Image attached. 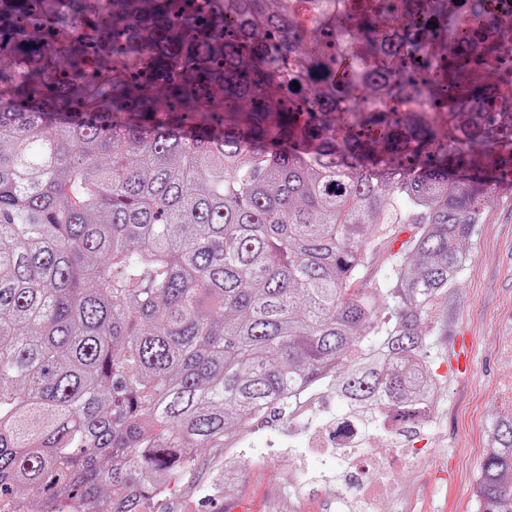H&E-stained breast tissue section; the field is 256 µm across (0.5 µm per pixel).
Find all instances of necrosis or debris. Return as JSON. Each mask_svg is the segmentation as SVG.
<instances>
[{
  "label": "necrosis or debris",
  "instance_id": "necrosis-or-debris-1",
  "mask_svg": "<svg viewBox=\"0 0 512 512\" xmlns=\"http://www.w3.org/2000/svg\"><path fill=\"white\" fill-rule=\"evenodd\" d=\"M449 7L471 33L491 31L494 21L512 17V0H484L478 17L472 14L470 0H450ZM434 414L431 402H417L410 411L415 434L403 443L393 438L394 427L381 409L369 414L344 411L317 421L309 445L313 453L325 458L322 479L335 485L337 506L347 512H378L382 502L393 498L397 492L393 470L420 462L424 451L417 448L415 439L432 427ZM379 432L388 435V450L383 454L371 446Z\"/></svg>",
  "mask_w": 512,
  "mask_h": 512
}]
</instances>
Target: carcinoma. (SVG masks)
<instances>
[{"instance_id":"obj_1","label":"carcinoma","mask_w":512,"mask_h":512,"mask_svg":"<svg viewBox=\"0 0 512 512\" xmlns=\"http://www.w3.org/2000/svg\"><path fill=\"white\" fill-rule=\"evenodd\" d=\"M413 2L442 20L414 51L454 40L437 80L386 64L372 0L342 74L317 40L336 0H0V499L143 512L326 379L405 421L512 147V23L458 39L448 0ZM401 224L393 282L363 286ZM496 441L482 512H512V419Z\"/></svg>"}]
</instances>
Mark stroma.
Wrapping results in <instances>:
<instances>
[{
	"mask_svg": "<svg viewBox=\"0 0 512 512\" xmlns=\"http://www.w3.org/2000/svg\"><path fill=\"white\" fill-rule=\"evenodd\" d=\"M470 259L449 297L426 320L441 387L431 453L395 472L398 496L379 512H476L475 483L500 421L512 418V194L490 191ZM471 338V366L448 372L458 336ZM308 418L276 408L223 444L201 448L170 490L145 512H336V491L297 501L288 491V451L308 447Z\"/></svg>",
	"mask_w": 512,
	"mask_h": 512,
	"instance_id": "1",
	"label": "stroma"
}]
</instances>
